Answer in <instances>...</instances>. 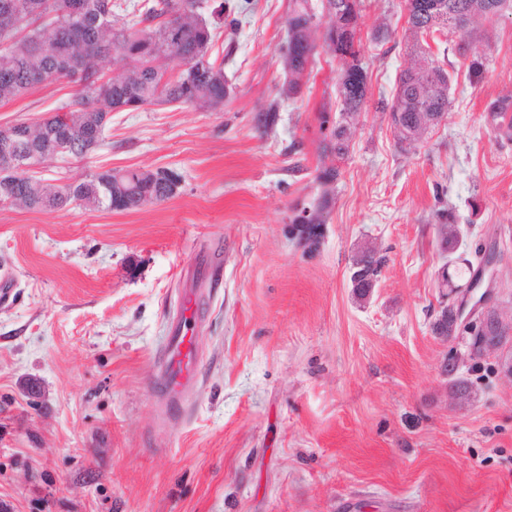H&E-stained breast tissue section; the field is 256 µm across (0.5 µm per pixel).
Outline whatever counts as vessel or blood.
<instances>
[{"instance_id": "b4317fda", "label": "vessel or blood", "mask_w": 512, "mask_h": 512, "mask_svg": "<svg viewBox=\"0 0 512 512\" xmlns=\"http://www.w3.org/2000/svg\"><path fill=\"white\" fill-rule=\"evenodd\" d=\"M179 316L169 326L163 350L158 383L171 405H179L185 393L196 383L198 354L189 326L199 312L198 291L183 289L177 299Z\"/></svg>"}]
</instances>
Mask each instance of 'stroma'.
Wrapping results in <instances>:
<instances>
[{
    "label": "stroma",
    "mask_w": 512,
    "mask_h": 512,
    "mask_svg": "<svg viewBox=\"0 0 512 512\" xmlns=\"http://www.w3.org/2000/svg\"><path fill=\"white\" fill-rule=\"evenodd\" d=\"M217 0L198 12L231 94L223 108L157 104L116 112L83 159L40 169L57 187L113 169L178 175L176 194L122 212L0 206V500L11 512H512V346L467 359L468 399L441 367L460 339L433 331L457 293L440 285L444 228L458 255L494 248L492 303L512 320V139L488 112L512 96V17L436 34L449 111L414 147L379 99L412 65L403 0H364L357 40L368 100L343 159L323 153L338 117V58L319 51L293 98L280 46L291 0ZM392 38L375 42V29ZM487 58L479 78L468 66ZM53 82L0 101V127L53 115ZM278 112L268 127L258 116ZM338 165L322 189L317 176ZM323 224L292 219L321 191ZM386 263L372 291L350 283L366 249ZM204 265L194 334L199 382L173 409L154 386L190 266Z\"/></svg>",
    "instance_id": "stroma-1"
}]
</instances>
